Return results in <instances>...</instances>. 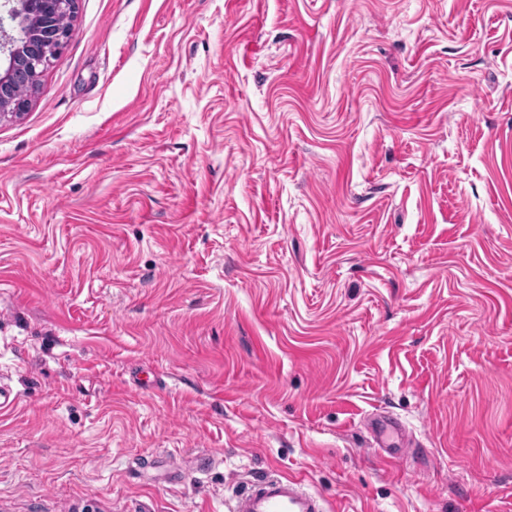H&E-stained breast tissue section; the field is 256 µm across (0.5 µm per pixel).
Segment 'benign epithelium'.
<instances>
[{
    "label": "benign epithelium",
    "mask_w": 512,
    "mask_h": 512,
    "mask_svg": "<svg viewBox=\"0 0 512 512\" xmlns=\"http://www.w3.org/2000/svg\"><path fill=\"white\" fill-rule=\"evenodd\" d=\"M10 5L8 17L16 34L5 33L0 16V54L6 55L7 67L0 73V119L18 116L28 104V97L16 94L23 82L35 89L39 74L70 35V28L58 24L61 13L72 15L76 0H5Z\"/></svg>",
    "instance_id": "7a95c632"
}]
</instances>
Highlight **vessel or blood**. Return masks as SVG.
Segmentation results:
<instances>
[{
	"label": "vessel or blood",
	"instance_id": "vessel-or-blood-1",
	"mask_svg": "<svg viewBox=\"0 0 512 512\" xmlns=\"http://www.w3.org/2000/svg\"><path fill=\"white\" fill-rule=\"evenodd\" d=\"M231 512H327L323 501L292 477L262 475L249 480Z\"/></svg>",
	"mask_w": 512,
	"mask_h": 512
}]
</instances>
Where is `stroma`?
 Listing matches in <instances>:
<instances>
[{"instance_id":"1","label":"stroma","mask_w":512,"mask_h":512,"mask_svg":"<svg viewBox=\"0 0 512 512\" xmlns=\"http://www.w3.org/2000/svg\"><path fill=\"white\" fill-rule=\"evenodd\" d=\"M38 83L0 512H512V0H77ZM231 512H327L298 478L262 475L247 483Z\"/></svg>"}]
</instances>
